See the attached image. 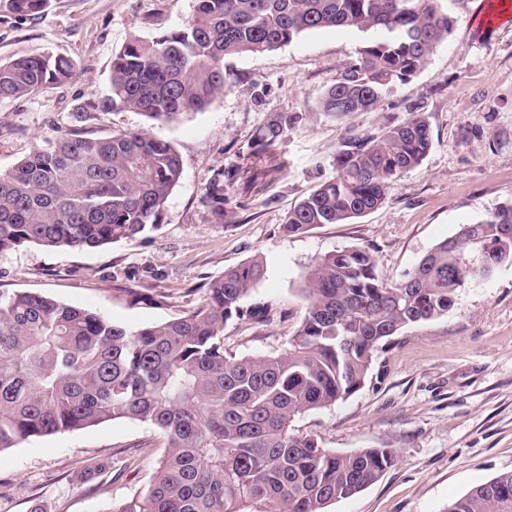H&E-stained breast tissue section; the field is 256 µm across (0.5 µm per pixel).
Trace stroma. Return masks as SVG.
I'll return each mask as SVG.
<instances>
[{
  "mask_svg": "<svg viewBox=\"0 0 512 512\" xmlns=\"http://www.w3.org/2000/svg\"><path fill=\"white\" fill-rule=\"evenodd\" d=\"M448 39L408 82H395L374 111L321 109L366 36L350 28L301 34L260 54L226 57V90L205 110L166 123L121 109L95 113L101 135L147 132L168 141L182 176L157 230L95 249L26 244L0 252V293L27 291L100 314L135 330L176 319L200 302L199 285L252 258L265 278L224 325L225 353L279 354L305 314L302 278L319 257L371 252L380 280H403L437 243L493 208L512 203V17L480 24L488 0H445ZM193 0H50L22 16L0 0V61L53 52L76 78L0 101V175L34 144L76 126V108L107 92L112 57L131 39L182 26ZM421 112L432 147L397 180L384 204L345 224L288 234V212L336 176L349 135L380 134L395 117ZM294 123L265 151L254 142L272 114ZM224 176V221L205 193ZM297 433L339 454L392 448L394 467L326 512H447L472 488L512 471V265L459 289L447 315L414 324L379 345L365 385L298 415ZM166 438L118 419L0 451V512H107L145 493ZM105 470L85 476L93 462Z\"/></svg>",
  "mask_w": 512,
  "mask_h": 512,
  "instance_id": "obj_1",
  "label": "stroma"
}]
</instances>
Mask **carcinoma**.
I'll use <instances>...</instances> for the list:
<instances>
[{
	"instance_id": "carcinoma-1",
	"label": "carcinoma",
	"mask_w": 512,
	"mask_h": 512,
	"mask_svg": "<svg viewBox=\"0 0 512 512\" xmlns=\"http://www.w3.org/2000/svg\"><path fill=\"white\" fill-rule=\"evenodd\" d=\"M181 27L132 39L112 57L107 94L76 110L79 126L35 145L0 177V252L25 243L95 249L158 227L179 182L172 145L143 132L98 135L95 112L131 109L169 121L224 93L227 56L270 51L330 27L367 35L358 57L321 96L323 111L371 112L393 82L409 80L447 40L443 0H194ZM23 16L48 0H12ZM76 76L50 52L0 63V100ZM292 119L275 113L263 150ZM432 146L427 117L393 120L381 135L348 137L336 178L288 212L284 229L343 224L378 209L391 184ZM205 198L224 220V174ZM512 265V204L463 225L398 284L381 281L372 254L347 249L304 276L305 315L290 348L262 357L224 353V323L263 278L250 260L209 281L191 313L136 331L39 294L0 293V451L115 419L167 438L152 484L108 512H324L393 467L392 448L336 454L294 432L295 417L362 388L373 353L402 328L448 313L457 290ZM448 512H512V472L469 491Z\"/></svg>"
}]
</instances>
